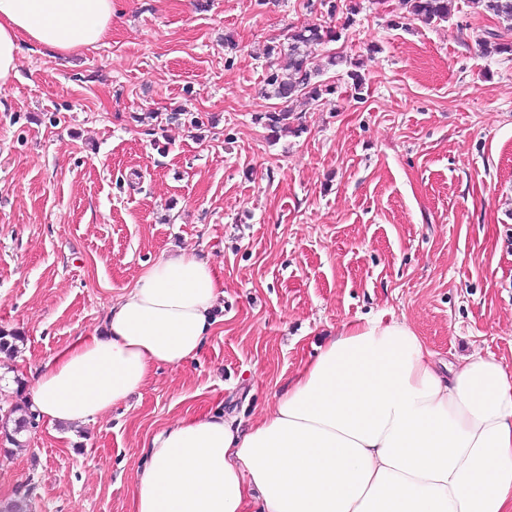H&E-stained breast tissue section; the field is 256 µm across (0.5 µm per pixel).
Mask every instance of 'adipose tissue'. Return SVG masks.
Wrapping results in <instances>:
<instances>
[{
	"instance_id": "adipose-tissue-1",
	"label": "adipose tissue",
	"mask_w": 512,
	"mask_h": 512,
	"mask_svg": "<svg viewBox=\"0 0 512 512\" xmlns=\"http://www.w3.org/2000/svg\"><path fill=\"white\" fill-rule=\"evenodd\" d=\"M114 0H0V86L22 45L54 56L112 30ZM224 284L163 257L36 373L25 400L51 424L92 423L158 367L197 358ZM133 512H512V371L478 353L440 369L403 319L342 323L250 425L208 413L148 444Z\"/></svg>"
}]
</instances>
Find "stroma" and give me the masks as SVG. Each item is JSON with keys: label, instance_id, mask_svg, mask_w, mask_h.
I'll use <instances>...</instances> for the list:
<instances>
[{"label": "stroma", "instance_id": "stroma-1", "mask_svg": "<svg viewBox=\"0 0 512 512\" xmlns=\"http://www.w3.org/2000/svg\"><path fill=\"white\" fill-rule=\"evenodd\" d=\"M321 0H115L112 34L61 58L22 45L0 88V408L160 257L187 251L224 280L199 356L159 368L98 422L38 421L0 439V505L132 512L146 446L213 411L251 422L345 322L406 319L439 363L512 370V54L478 45L494 16L447 21L357 0L325 72L328 102L266 91V45L342 25ZM292 109L302 133H272ZM198 125H191L190 117Z\"/></svg>", "mask_w": 512, "mask_h": 512}]
</instances>
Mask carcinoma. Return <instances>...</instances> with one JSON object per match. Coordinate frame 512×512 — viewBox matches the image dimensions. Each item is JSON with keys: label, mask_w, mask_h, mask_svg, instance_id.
I'll return each mask as SVG.
<instances>
[{"label": "carcinoma", "mask_w": 512, "mask_h": 512, "mask_svg": "<svg viewBox=\"0 0 512 512\" xmlns=\"http://www.w3.org/2000/svg\"><path fill=\"white\" fill-rule=\"evenodd\" d=\"M453 0H399V5L405 11L426 23L448 20L451 14ZM483 9L497 18L500 28L488 30L481 40L483 47L495 54H512V0H473ZM346 16L340 27L324 29L317 25L297 28L288 34L287 42L278 43L267 47L265 58L267 70L265 85L270 88L273 96L286 102L302 94L308 100L319 102L325 96L335 93V88L320 77L324 70L344 62V57L331 55L321 65L313 64L311 59V47L324 42L338 41L342 38L343 31L354 23V16L358 14V4L349 0L345 5ZM286 54L290 60L288 73L284 74L275 68L273 58ZM291 111L278 110L265 114L267 126L273 130L290 128L286 123ZM36 415L28 406L21 402L9 408L6 413L0 415V434L5 440L19 448L22 441L18 436L29 431L35 424Z\"/></svg>", "instance_id": "obj_1"}]
</instances>
